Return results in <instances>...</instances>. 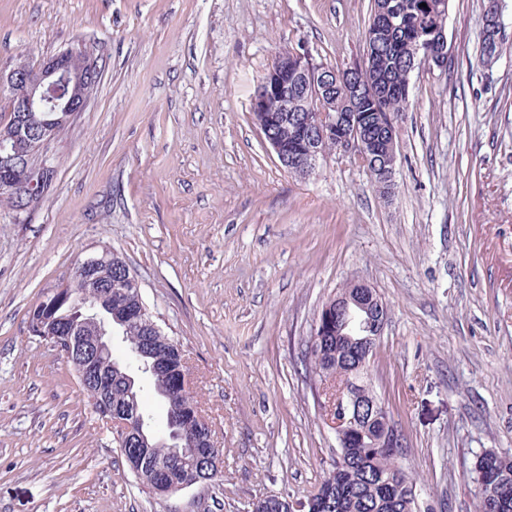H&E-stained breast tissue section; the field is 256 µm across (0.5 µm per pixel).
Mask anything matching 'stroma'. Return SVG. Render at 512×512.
Masks as SVG:
<instances>
[{
	"mask_svg": "<svg viewBox=\"0 0 512 512\" xmlns=\"http://www.w3.org/2000/svg\"><path fill=\"white\" fill-rule=\"evenodd\" d=\"M449 0L448 61L414 72L395 192L357 157L303 179L254 124L276 52L361 61L371 0H0V68L96 46L99 84L47 148L52 189L0 203V512H248L305 499L336 458L299 357L353 279L387 306L374 387L421 507L476 512L484 448L512 456V0ZM110 250L188 363L222 476L158 496L28 314Z\"/></svg>",
	"mask_w": 512,
	"mask_h": 512,
	"instance_id": "35a3bbf8",
	"label": "stroma"
}]
</instances>
